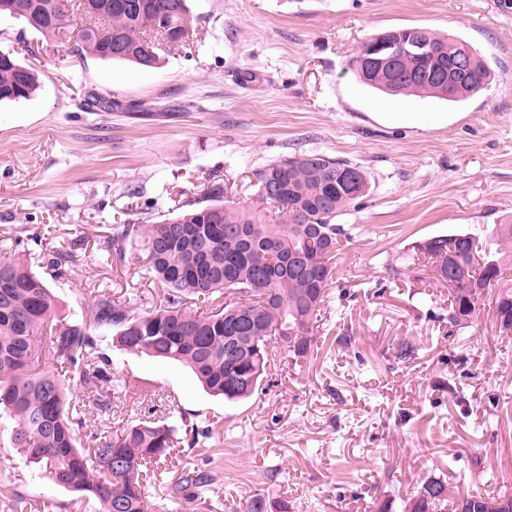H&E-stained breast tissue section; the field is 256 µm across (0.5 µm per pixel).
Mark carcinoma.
Masks as SVG:
<instances>
[{"mask_svg": "<svg viewBox=\"0 0 512 512\" xmlns=\"http://www.w3.org/2000/svg\"><path fill=\"white\" fill-rule=\"evenodd\" d=\"M81 50L103 60L154 67L159 52L186 48L193 34L187 0H79ZM24 19L46 38L64 33L60 0H0V14ZM418 35L437 63L459 64L458 83L424 78L426 61L403 56L397 68L363 69L374 42ZM364 85L391 96H432L460 102L490 84L492 72L469 43L423 27L371 35L348 60ZM38 89L37 70L14 51L0 50V102L27 100ZM349 172L368 183L356 164L326 155L294 153L254 173L256 194L278 209L247 210L215 184L206 205L153 224H111L96 241L102 255L126 261L133 236L145 247L142 271L163 289L160 303L134 305L90 288L80 321L57 312L56 297L31 265L0 257V412L14 423L13 447L39 475L102 512H151L142 476L175 448L176 428L160 419L131 420L114 428L122 401L112 387L111 362L99 350L104 337L122 348L188 367L204 389L228 402L251 397L279 350L298 360L311 349L314 324L350 235L334 223L357 197L336 179ZM88 239L45 252L50 270L73 262ZM436 283L448 288V327L473 323L484 296L494 297L499 335L512 338V224L487 237L470 232L436 236L420 247ZM79 372V392L66 383ZM184 441L194 448L210 438L205 420L181 417ZM212 478L188 469L170 483L169 497L206 503ZM412 512H512V484L501 480L487 495L458 496L441 480L424 482L409 501Z\"/></svg>", "mask_w": 512, "mask_h": 512, "instance_id": "cac0c4a2", "label": "carcinoma"}]
</instances>
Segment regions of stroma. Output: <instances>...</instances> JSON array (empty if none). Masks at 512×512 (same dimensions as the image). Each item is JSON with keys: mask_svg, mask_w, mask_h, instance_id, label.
<instances>
[{"mask_svg": "<svg viewBox=\"0 0 512 512\" xmlns=\"http://www.w3.org/2000/svg\"><path fill=\"white\" fill-rule=\"evenodd\" d=\"M187 49L153 68L79 54L0 16V49L39 73L30 99L0 103V256L37 260L71 239L104 234L117 216L164 220L207 187L256 202L253 173L295 152L362 166L369 191L338 216L351 235L315 342L297 365L278 363L239 403L206 393L181 363L101 344L127 397L121 420L206 418L204 445H177L167 478L209 472L210 512L253 494L289 512H377L430 479L462 495L512 481V339L491 302L472 327L449 331L448 291L416 245L452 231L487 235L512 219V0H189ZM421 26L471 44L487 89L460 103L387 97L347 61L366 37ZM71 54L57 67L59 51ZM112 99L91 112L88 95ZM95 244L67 273L41 269L61 315L82 318V289L138 302L146 290ZM414 358L396 357L399 342ZM0 418V512L12 500L55 512H100L96 501L37 477Z\"/></svg>", "mask_w": 512, "mask_h": 512, "instance_id": "1", "label": "stroma"}]
</instances>
